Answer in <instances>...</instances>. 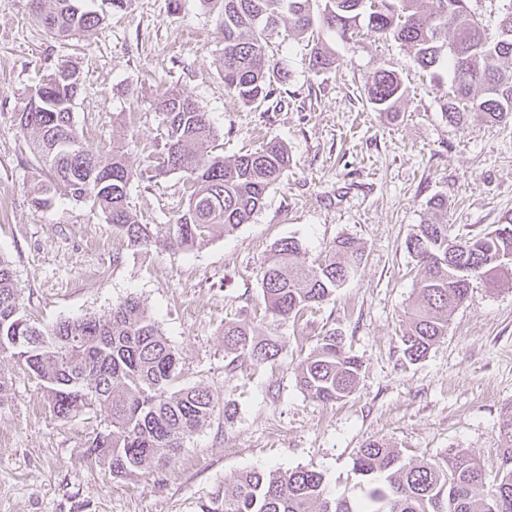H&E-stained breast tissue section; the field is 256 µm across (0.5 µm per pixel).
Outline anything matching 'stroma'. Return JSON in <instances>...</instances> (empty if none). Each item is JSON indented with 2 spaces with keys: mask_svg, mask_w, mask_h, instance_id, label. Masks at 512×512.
<instances>
[{
  "mask_svg": "<svg viewBox=\"0 0 512 512\" xmlns=\"http://www.w3.org/2000/svg\"><path fill=\"white\" fill-rule=\"evenodd\" d=\"M319 35L336 65L317 75L307 69V38L282 29L270 37L268 52L288 80L269 109L225 91L224 44L215 13L200 0H128L95 31L66 42L39 28L30 0H0V254L29 317L49 327L136 299L181 356L178 387L206 386L220 405L169 464L115 475L86 459L90 441L109 425L103 408L58 420L37 381L5 366L12 386L0 401V512H199L242 470L297 467L321 473L331 495L354 500L364 483L353 458L370 440L409 457L463 449L495 479L501 450L512 443L500 432L512 405V281L491 289L474 280L447 335L409 362L401 336L417 260L405 242L436 219L465 236L512 213V122L472 111L465 125L450 124L445 89L406 46L363 32L349 41L325 29ZM63 61L80 75L74 122L83 144L107 157L121 142L143 173L128 187L141 223L168 230L191 193L184 173L161 169L160 89L208 113L225 158L277 140L290 167L249 223L188 251L131 247L92 201L64 193L35 209L34 186L53 174L16 115ZM381 65L407 89L395 115L366 99ZM435 195L447 202L438 215L428 207ZM341 237L362 250L354 277L297 316L266 314L259 275L275 243L297 241L310 264ZM232 320L279 341L278 361L227 370L224 324ZM329 333L363 369L349 397L322 403L301 389L296 367Z\"/></svg>",
  "mask_w": 512,
  "mask_h": 512,
  "instance_id": "obj_1",
  "label": "stroma"
}]
</instances>
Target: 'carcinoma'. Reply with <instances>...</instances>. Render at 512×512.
Here are the masks:
<instances>
[{"label":"carcinoma","mask_w":512,"mask_h":512,"mask_svg":"<svg viewBox=\"0 0 512 512\" xmlns=\"http://www.w3.org/2000/svg\"><path fill=\"white\" fill-rule=\"evenodd\" d=\"M85 0H31L32 15L47 35L72 39L93 31L107 12L90 10ZM470 0H203L217 11L224 42V87L241 103L272 99L288 72L268 54V36L284 27L302 35L314 24L346 38L366 16V29L406 45L416 64L438 78L450 76L448 121L461 125L477 111L492 122L512 120V70L492 64L512 58V0H505L495 29L482 23ZM336 63L329 46L317 42L308 70L323 72ZM81 85L60 87L47 78L17 113L19 127L55 175L34 190L37 209L51 206L58 189L75 198L91 197L113 229L137 248L191 249L213 232L229 234L247 224L264 205L267 192L290 166L286 145L271 140L232 160L215 154L218 134L197 103L165 90L157 98L166 137L163 168L191 180L188 210L160 234L130 210L127 189L143 173L119 149L101 159L85 148L73 120ZM368 103L379 112H397L406 88L395 71L377 68L365 85ZM419 262L416 295L406 312L403 354L410 362L426 356L448 331V313L468 300L471 281L493 287L512 274V215L481 234L458 240L448 225H419L406 241ZM362 259L352 239L329 246L328 258L307 265L298 242L279 241L260 271L265 311L286 319L323 303L354 274ZM10 262L0 256V362L8 360L38 380L53 414L66 421L90 405L103 407L110 428L89 446L90 457L114 474L168 462L214 415L218 402L206 388L170 391L181 373L180 354L170 346L145 307L134 299L105 315L61 320L39 327L22 309ZM224 351L260 365L282 352L271 339H257L241 322L224 324ZM362 365L343 350L336 334L324 336L297 367V381L312 398L334 402L356 387ZM354 470L368 482L363 499L350 503L326 496L320 473L296 468L240 472L200 505V512H512V447L501 449L494 491L486 485L480 460L464 450L441 457L404 456L390 444L371 440L356 453Z\"/></svg>","instance_id":"obj_1"}]
</instances>
